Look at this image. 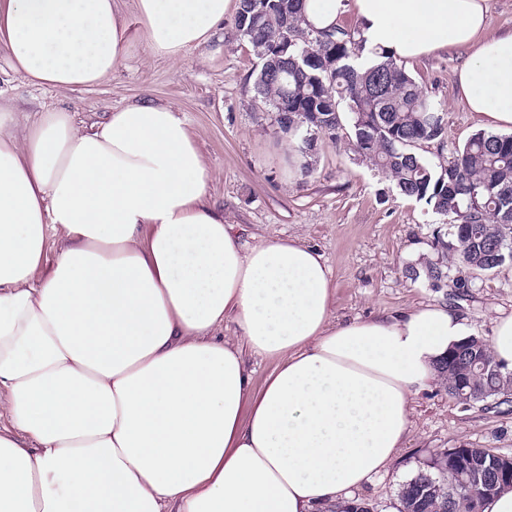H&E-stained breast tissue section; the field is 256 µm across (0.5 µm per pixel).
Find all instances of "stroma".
<instances>
[{"label":"stroma","mask_w":512,"mask_h":512,"mask_svg":"<svg viewBox=\"0 0 512 512\" xmlns=\"http://www.w3.org/2000/svg\"><path fill=\"white\" fill-rule=\"evenodd\" d=\"M465 57L464 51L448 47L403 63L443 115V143L418 148L434 162L450 158L484 129L460 100ZM257 64L231 11L185 60L151 56L138 41L111 76L73 93L31 85L1 55L0 100L30 115L67 109L88 123L145 97L175 105L213 171L210 203L223 211L243 241L292 238L315 247L332 269L337 320L390 317L439 303L463 317L476 337L489 339L494 320L512 313V263L469 279L463 278L459 263H451L448 281L439 288L407 277V267L440 258L433 237L441 216L401 195L385 173L353 151L345 135L335 143L317 137L310 154L312 173L294 172L285 134L267 107L253 99ZM454 447L512 455V394L465 405L449 396L442 379L432 381L412 403L399 455L386 474L355 493V500L369 504L371 512H391L420 462L436 450Z\"/></svg>","instance_id":"obj_1"}]
</instances>
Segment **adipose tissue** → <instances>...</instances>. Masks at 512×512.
Wrapping results in <instances>:
<instances>
[{
    "mask_svg": "<svg viewBox=\"0 0 512 512\" xmlns=\"http://www.w3.org/2000/svg\"><path fill=\"white\" fill-rule=\"evenodd\" d=\"M230 0H0V52L62 93L100 84L134 38L175 62ZM353 10L396 60L468 49V109L512 129V34L488 0H305ZM179 108L79 124L0 103V512H320L385 473L411 401L467 339L444 305L337 322L323 256L240 242ZM233 316L239 342L224 338ZM274 359L252 393L245 354ZM486 35L512 32V0H489Z\"/></svg>",
    "mask_w": 512,
    "mask_h": 512,
    "instance_id": "obj_1",
    "label": "adipose tissue"
}]
</instances>
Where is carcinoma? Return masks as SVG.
<instances>
[{"label": "carcinoma", "mask_w": 512, "mask_h": 512, "mask_svg": "<svg viewBox=\"0 0 512 512\" xmlns=\"http://www.w3.org/2000/svg\"><path fill=\"white\" fill-rule=\"evenodd\" d=\"M305 0H239L236 26L259 60L254 99L268 105L280 130L308 155L314 135L336 139L348 128L354 151L374 163L396 190L448 218L436 231L437 247L454 238L471 273L490 272L512 262V134L478 132L438 164L412 151L440 141L443 120L432 100L396 59L368 49L361 34L338 26L318 29L304 16ZM411 279L432 287L448 279V266L410 268ZM470 349L456 348L438 364L448 395L460 385L475 402L509 393L505 378L485 345L480 370L471 369ZM500 454L488 448H445L424 461L400 491V512H473L496 477ZM473 475L471 497L448 492L454 473Z\"/></svg>", "instance_id": "1"}]
</instances>
